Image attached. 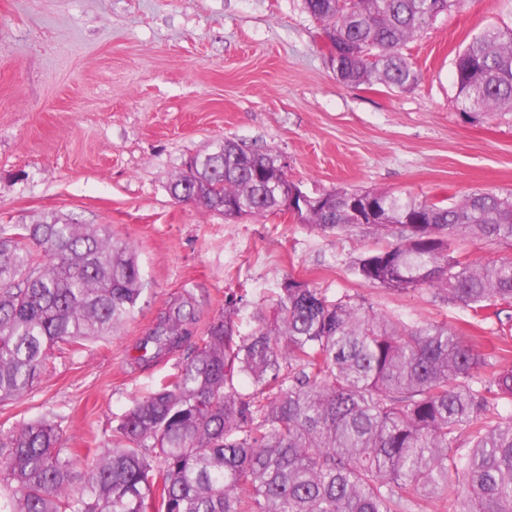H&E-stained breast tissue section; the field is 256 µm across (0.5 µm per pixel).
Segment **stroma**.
<instances>
[{
  "instance_id": "obj_1",
  "label": "stroma",
  "mask_w": 512,
  "mask_h": 512,
  "mask_svg": "<svg viewBox=\"0 0 512 512\" xmlns=\"http://www.w3.org/2000/svg\"><path fill=\"white\" fill-rule=\"evenodd\" d=\"M512 0H465L401 52L414 89L348 87L303 0H0V225L57 219L100 225L137 252L143 292L112 336L58 351L42 382L0 404V427L64 417L66 447H102L113 424L183 353L144 367L138 340L184 292L198 332L246 289L242 333L285 280L365 299L413 324H447L483 354L481 375L512 365V305L487 318L397 292L353 271L387 244L364 228L322 232L280 213L227 219L175 200L186 162L232 139L280 155L311 195L360 189L454 202L486 189L512 197V112L465 114L454 62Z\"/></svg>"
}]
</instances>
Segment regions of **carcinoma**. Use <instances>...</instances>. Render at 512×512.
<instances>
[{
  "label": "carcinoma",
  "instance_id": "cac0c4a2",
  "mask_svg": "<svg viewBox=\"0 0 512 512\" xmlns=\"http://www.w3.org/2000/svg\"><path fill=\"white\" fill-rule=\"evenodd\" d=\"M348 87L411 90L421 72L401 46L464 0H303ZM466 109L512 110V27L474 36L455 62ZM299 190L281 157L218 141L193 158L173 197L226 218L283 212ZM297 220L326 232L366 227L394 241L363 254V281L427 287L475 315L512 304V262L472 267L455 240H512V200L475 191L444 205L362 190L307 199ZM142 294L135 249L90 224L0 225V403L23 397L52 350L107 337ZM244 296L199 335L193 293L169 304L135 361L184 348L170 379L137 399L84 465L62 420L0 431V512H512V367L486 359L443 324H406L360 298H329L294 278L240 334Z\"/></svg>",
  "mask_w": 512,
  "mask_h": 512
}]
</instances>
